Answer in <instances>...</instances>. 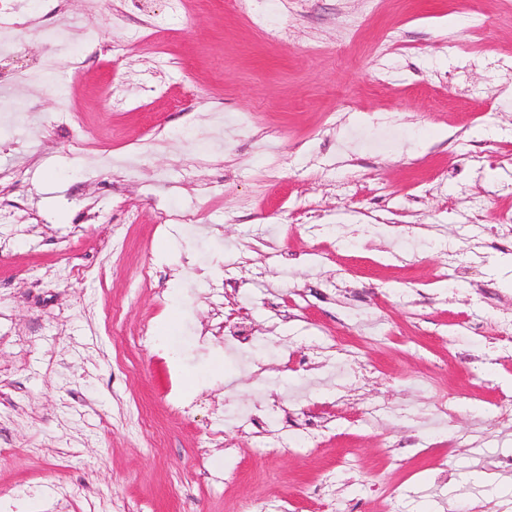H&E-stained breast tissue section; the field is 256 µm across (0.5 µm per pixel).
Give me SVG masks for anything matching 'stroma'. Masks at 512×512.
<instances>
[{
	"label": "stroma",
	"mask_w": 512,
	"mask_h": 512,
	"mask_svg": "<svg viewBox=\"0 0 512 512\" xmlns=\"http://www.w3.org/2000/svg\"><path fill=\"white\" fill-rule=\"evenodd\" d=\"M23 2L0 58V512H512V236L487 229L512 212L504 0ZM448 243L483 258L452 292ZM449 399L447 427L413 421ZM258 405L286 452L239 428Z\"/></svg>",
	"instance_id": "35a3bbf8"
}]
</instances>
